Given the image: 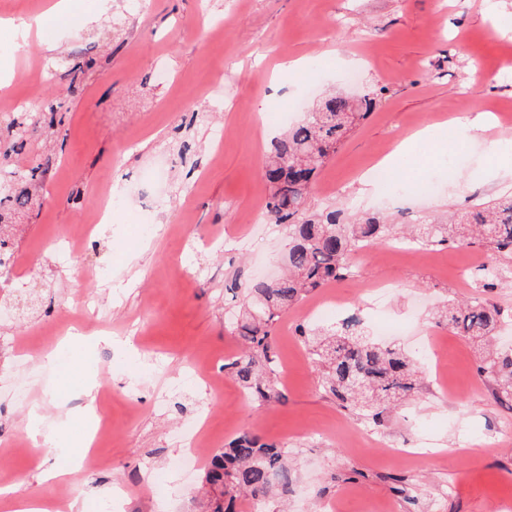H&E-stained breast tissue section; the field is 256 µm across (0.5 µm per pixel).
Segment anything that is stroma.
<instances>
[{"mask_svg":"<svg viewBox=\"0 0 512 512\" xmlns=\"http://www.w3.org/2000/svg\"><path fill=\"white\" fill-rule=\"evenodd\" d=\"M48 2L0 0V67L29 72L9 77L0 95L57 107L54 127L28 137L12 158L24 167L50 164L30 188L37 207L19 216L15 285L0 292L13 312L0 335L18 336L28 351L19 359L0 350V454L13 456L15 495L76 498L81 512L109 498L115 512H201L195 493L204 469L189 476L176 469L184 448L174 434L206 407L212 449L245 432L296 449L287 502L264 512H365L371 502L423 512L435 501L439 512H501L512 500V407L497 402L492 382L478 374L470 341L428 316L448 301L481 297L475 265L503 262L491 250L437 248L427 256L379 240L353 255L357 276L395 290L371 311L360 285L344 280L280 318L274 351L285 404L256 402L229 378L214 394L191 366L240 349L232 322L241 300L227 284L247 288L282 263L285 231L260 209L275 131L262 118L271 110L295 107L298 122L328 95L376 96L319 171L311 193L318 209L408 223L512 190V180L479 181L477 171L492 162L486 142L460 146L452 130L455 119L481 114L490 121L488 140L512 143V124L500 114L512 105V39L500 31L512 28V0H141L135 8L129 0H77V16L47 32L54 50L21 48L2 20L30 17ZM82 12L98 22L81 25ZM297 57L306 67L278 72ZM315 58L323 62L316 70L308 65ZM161 64L171 82L157 81ZM48 68L51 79H38ZM217 86L224 102L214 108L209 92ZM428 125L438 128L440 150L416 146L390 173L408 185L431 180L437 194L364 196L360 181L381 148ZM169 157L175 164L153 234H141L135 212L116 210L81 255L64 259L58 242L93 222L102 196L127 190ZM331 299L348 300L369 324L400 327L396 341L410 349L433 335L446 355L453 390L423 379L414 403L390 409L376 428L377 439L394 443L393 454L350 448L360 419L303 362L308 347L298 329L312 327L308 311ZM83 309L82 332L98 344L70 347L72 361L48 365L45 354L70 334L57 318ZM90 379L112 393L99 466L83 481L69 476L45 488L43 471L64 464L85 434L80 390ZM34 422L40 445L13 452ZM397 476L415 503L395 492Z\"/></svg>","mask_w":512,"mask_h":512,"instance_id":"35a3bbf8","label":"stroma"}]
</instances>
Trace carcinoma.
<instances>
[{"label":"carcinoma","instance_id":"carcinoma-1","mask_svg":"<svg viewBox=\"0 0 512 512\" xmlns=\"http://www.w3.org/2000/svg\"><path fill=\"white\" fill-rule=\"evenodd\" d=\"M374 98L353 100L332 95L307 118L289 127L271 143L263 178L268 184L266 214L288 230L286 272L277 280H257L247 288L251 309L238 325L243 339L240 353L224 364V371L261 403L280 402L274 368L275 324L304 296L353 273L352 255L358 247L395 236L394 225L374 214H363L352 224L343 223V211L314 212L310 195L321 167L336 153L348 132L369 115ZM54 105L47 104L19 117L5 116L0 124V172L12 176L8 194L0 199V247L8 244L12 212L24 204L14 194L17 184L37 181L47 169L42 165L20 167L10 161L26 146L28 132L54 125ZM412 239L420 246L486 247L499 256L512 257V192L489 203L473 205L450 216L448 223L434 220L415 225ZM502 310L488 301L448 302L437 323L468 337L480 354L477 371L494 381L500 402L512 400V349L492 351L489 339L497 330ZM307 338L314 365L322 368L321 384L342 406L377 426L385 410L407 400L417 389L423 367L417 356L395 344L375 341L359 322L345 321L337 329L320 328ZM290 456L274 443L246 433L212 454L198 497L203 512H236L247 497L256 507L288 493L292 474Z\"/></svg>","mask_w":512,"mask_h":512}]
</instances>
